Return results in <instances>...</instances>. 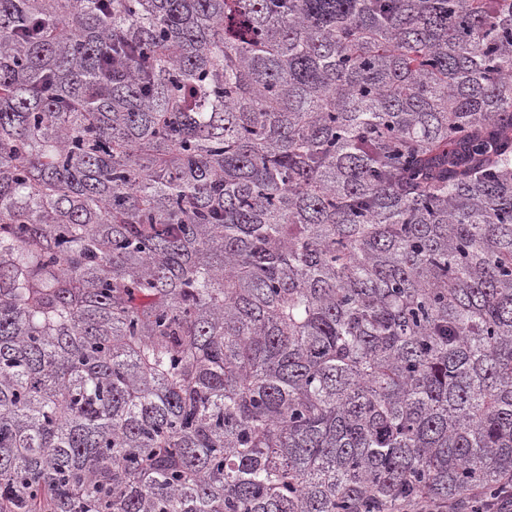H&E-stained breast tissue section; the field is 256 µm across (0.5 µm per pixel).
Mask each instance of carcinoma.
<instances>
[{"label": "carcinoma", "mask_w": 512, "mask_h": 512, "mask_svg": "<svg viewBox=\"0 0 512 512\" xmlns=\"http://www.w3.org/2000/svg\"><path fill=\"white\" fill-rule=\"evenodd\" d=\"M511 474L512 0H0V512Z\"/></svg>", "instance_id": "obj_1"}]
</instances>
